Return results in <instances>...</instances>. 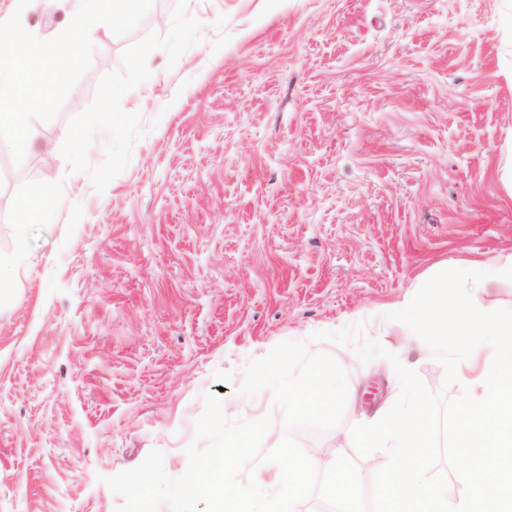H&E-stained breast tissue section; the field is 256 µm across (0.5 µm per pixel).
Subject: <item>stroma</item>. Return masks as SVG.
<instances>
[{
    "label": "stroma",
    "mask_w": 512,
    "mask_h": 512,
    "mask_svg": "<svg viewBox=\"0 0 512 512\" xmlns=\"http://www.w3.org/2000/svg\"><path fill=\"white\" fill-rule=\"evenodd\" d=\"M80 0H32L50 39ZM15 163L0 148V259L18 203L56 188L27 260L0 288V512H115L103 479L164 454L173 478L248 359L363 322L433 392L444 369L386 313L450 268L512 259V0H153ZM84 132L88 148L64 138ZM347 371L340 425L297 432L344 449L364 486L385 465L351 429L393 402L391 363L311 342Z\"/></svg>",
    "instance_id": "1"
}]
</instances>
